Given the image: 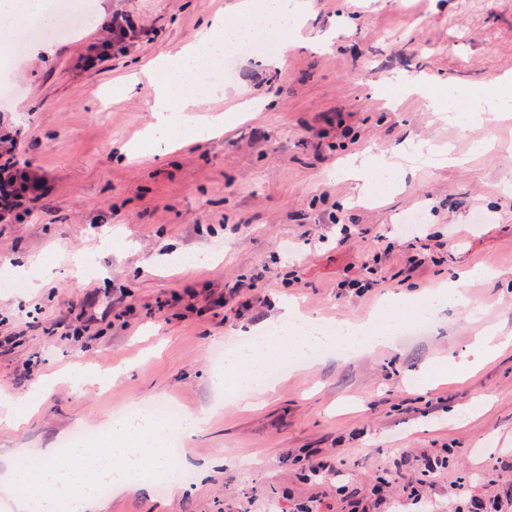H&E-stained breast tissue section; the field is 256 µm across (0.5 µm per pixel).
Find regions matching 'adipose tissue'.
Segmentation results:
<instances>
[{
  "label": "adipose tissue",
  "mask_w": 512,
  "mask_h": 512,
  "mask_svg": "<svg viewBox=\"0 0 512 512\" xmlns=\"http://www.w3.org/2000/svg\"><path fill=\"white\" fill-rule=\"evenodd\" d=\"M259 14L270 15L274 26L284 27L298 17L299 5L297 0H250L238 21L231 24L220 18L210 21L203 36L185 50L175 65L160 62L150 69L156 119L152 136L164 138L172 134L176 125L194 122L198 109L197 86L203 75L207 46L220 38L226 46L243 48L254 34L250 20ZM280 317L294 327L283 342L303 364L308 363L312 349H332L339 343L359 350L394 349L397 331L408 322L407 316L396 315L389 305L364 322H338V331L333 335L322 333L316 318L292 305H282ZM243 334L249 341L248 347L229 357L224 373L233 378L239 397L245 401L256 393L257 379L273 354L264 329L250 327ZM165 438V429L149 415L117 423L103 446L73 449L70 467L62 469L49 462L29 474L18 487L21 512H28L36 501L44 512H58L61 507L78 503L94 505L97 485L104 480L118 487L134 488L145 474L162 471L168 465L163 450Z\"/></svg>",
  "instance_id": "ef3b65f1"
}]
</instances>
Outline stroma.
I'll use <instances>...</instances> for the list:
<instances>
[{"instance_id":"obj_1","label":"stroma","mask_w":512,"mask_h":512,"mask_svg":"<svg viewBox=\"0 0 512 512\" xmlns=\"http://www.w3.org/2000/svg\"><path fill=\"white\" fill-rule=\"evenodd\" d=\"M96 3L99 24L51 40L48 54L7 55L0 33V78L16 90L0 103V136L48 179L42 201L0 223V268L26 277L21 291L0 288V512H17L20 454L65 464L58 451L76 432L96 444L106 420L151 399L200 418L179 461L193 483L116 487L95 512H293L308 500L350 512L396 462L446 448L447 468L402 512H446L453 484L466 499L512 495V345L487 358L474 346L489 328L512 336V119L451 126L424 103L512 81V0H303L301 28L269 33L286 67L235 51L198 115L227 114L231 128L176 149L141 139L155 121L142 72L215 16L233 22L239 0ZM118 9L153 37L83 69L80 51ZM423 145L467 161L442 165ZM367 155L398 164L402 186L353 174L349 161ZM416 212L423 244L401 232ZM184 254L203 261L183 271ZM84 259L95 276H82ZM470 266L485 275L467 306L446 304L397 353L292 367L252 410L213 382L211 350L276 323L281 301L360 322L386 296ZM355 280L372 290L355 294ZM83 371L102 383L76 386ZM315 448L334 466L318 481L293 461Z\"/></svg>"}]
</instances>
